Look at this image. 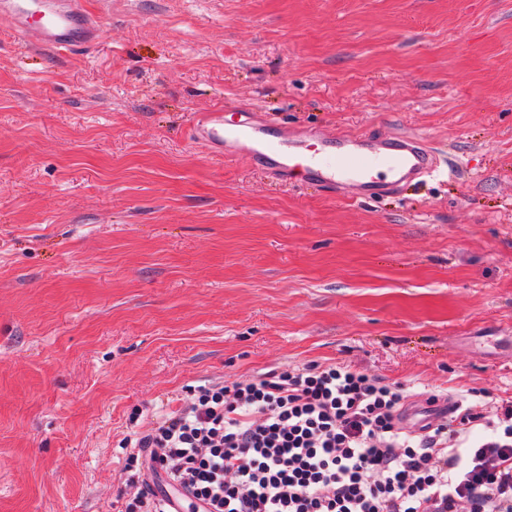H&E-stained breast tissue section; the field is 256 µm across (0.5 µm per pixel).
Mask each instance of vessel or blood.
I'll list each match as a JSON object with an SVG mask.
<instances>
[{
    "mask_svg": "<svg viewBox=\"0 0 512 512\" xmlns=\"http://www.w3.org/2000/svg\"><path fill=\"white\" fill-rule=\"evenodd\" d=\"M61 2V9L42 13L38 0H0V12L13 17L25 44L57 54L90 48L100 32L96 17L83 0ZM191 131L212 154L259 165L282 177L300 172L347 198L387 193L437 169L433 149L416 134L373 137L339 131L328 136L301 128L282 137L257 115L237 127H225L219 108L195 116Z\"/></svg>",
    "mask_w": 512,
    "mask_h": 512,
    "instance_id": "obj_1",
    "label": "vessel or blood"
}]
</instances>
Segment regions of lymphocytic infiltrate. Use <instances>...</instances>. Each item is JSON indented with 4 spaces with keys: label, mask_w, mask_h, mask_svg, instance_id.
I'll use <instances>...</instances> for the list:
<instances>
[{
    "label": "lymphocytic infiltrate",
    "mask_w": 512,
    "mask_h": 512,
    "mask_svg": "<svg viewBox=\"0 0 512 512\" xmlns=\"http://www.w3.org/2000/svg\"><path fill=\"white\" fill-rule=\"evenodd\" d=\"M403 390L309 363L212 382L126 440L130 512H512V405L405 429ZM491 436L470 445L475 426ZM162 479L166 493L149 489Z\"/></svg>",
    "instance_id": "1"
}]
</instances>
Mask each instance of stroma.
Listing matches in <instances>:
<instances>
[{"instance_id":"obj_1","label":"stroma","mask_w":512,"mask_h":512,"mask_svg":"<svg viewBox=\"0 0 512 512\" xmlns=\"http://www.w3.org/2000/svg\"><path fill=\"white\" fill-rule=\"evenodd\" d=\"M0 13V512H126L122 442L190 387L350 364L512 402V0H88ZM224 107L406 131L438 172L345 199L210 155ZM39 0H2L0 12L14 19L15 31L26 45L62 54L85 50L99 37V24L81 0H61L59 10H38ZM39 15L37 20L33 18Z\"/></svg>"}]
</instances>
